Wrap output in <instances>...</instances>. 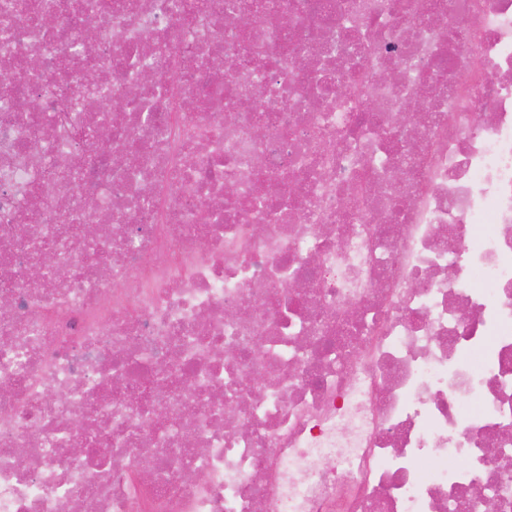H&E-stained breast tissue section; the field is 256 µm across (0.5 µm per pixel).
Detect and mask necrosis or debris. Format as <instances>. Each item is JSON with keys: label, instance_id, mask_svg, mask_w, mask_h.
<instances>
[{"label": "necrosis or debris", "instance_id": "4bbe7bcc", "mask_svg": "<svg viewBox=\"0 0 512 512\" xmlns=\"http://www.w3.org/2000/svg\"><path fill=\"white\" fill-rule=\"evenodd\" d=\"M249 2L0 0V512H512V0Z\"/></svg>", "mask_w": 512, "mask_h": 512}]
</instances>
